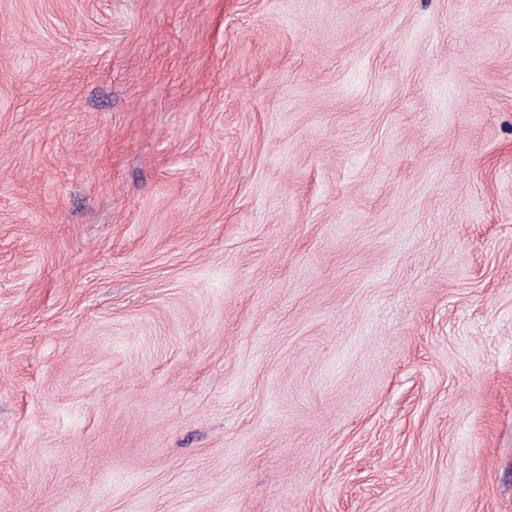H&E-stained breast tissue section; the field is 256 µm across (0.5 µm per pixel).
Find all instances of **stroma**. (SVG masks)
I'll return each instance as SVG.
<instances>
[{
	"label": "stroma",
	"mask_w": 512,
	"mask_h": 512,
	"mask_svg": "<svg viewBox=\"0 0 512 512\" xmlns=\"http://www.w3.org/2000/svg\"><path fill=\"white\" fill-rule=\"evenodd\" d=\"M0 512H512V0H0Z\"/></svg>",
	"instance_id": "obj_1"
}]
</instances>
